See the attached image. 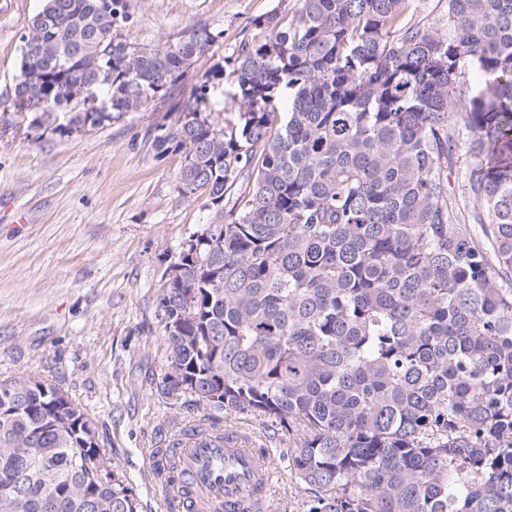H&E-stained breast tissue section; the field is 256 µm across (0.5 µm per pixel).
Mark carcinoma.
<instances>
[{
  "label": "carcinoma",
  "mask_w": 512,
  "mask_h": 512,
  "mask_svg": "<svg viewBox=\"0 0 512 512\" xmlns=\"http://www.w3.org/2000/svg\"><path fill=\"white\" fill-rule=\"evenodd\" d=\"M298 2L253 18L154 128L217 220L159 295L160 391L203 410L193 436L224 413L287 433L301 512H512V0H448L446 34L412 0ZM130 8L46 0L14 110L68 134L172 98L216 35L135 46ZM223 79L221 127L201 104ZM97 462L67 392L0 382V512H139Z\"/></svg>",
  "instance_id": "obj_1"
}]
</instances>
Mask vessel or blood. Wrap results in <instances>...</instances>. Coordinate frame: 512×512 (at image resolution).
<instances>
[{"instance_id":"vessel-or-blood-1","label":"vessel or blood","mask_w":512,"mask_h":512,"mask_svg":"<svg viewBox=\"0 0 512 512\" xmlns=\"http://www.w3.org/2000/svg\"><path fill=\"white\" fill-rule=\"evenodd\" d=\"M171 454L180 473L164 494L180 499L184 512H270L276 474L273 453L245 432L173 438Z\"/></svg>"}]
</instances>
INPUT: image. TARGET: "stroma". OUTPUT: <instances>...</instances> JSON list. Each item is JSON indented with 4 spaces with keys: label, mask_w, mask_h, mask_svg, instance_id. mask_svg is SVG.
<instances>
[{
    "label": "stroma",
    "mask_w": 512,
    "mask_h": 512,
    "mask_svg": "<svg viewBox=\"0 0 512 512\" xmlns=\"http://www.w3.org/2000/svg\"><path fill=\"white\" fill-rule=\"evenodd\" d=\"M297 0H134L123 30L140 46L205 25L204 59L229 55L250 19ZM44 0H0V381L51 380L93 419L124 472L140 512H173L162 495L156 449L198 415L158 390L165 347L158 311L162 275L180 243L212 223L207 197L178 190L181 159L157 156L152 133L174 122L194 76L172 100L105 125L60 134L14 111L21 35ZM228 429L265 441L278 467L277 512H299L306 492L288 468V438L257 415L225 417Z\"/></svg>",
    "instance_id": "stroma-1"
}]
</instances>
